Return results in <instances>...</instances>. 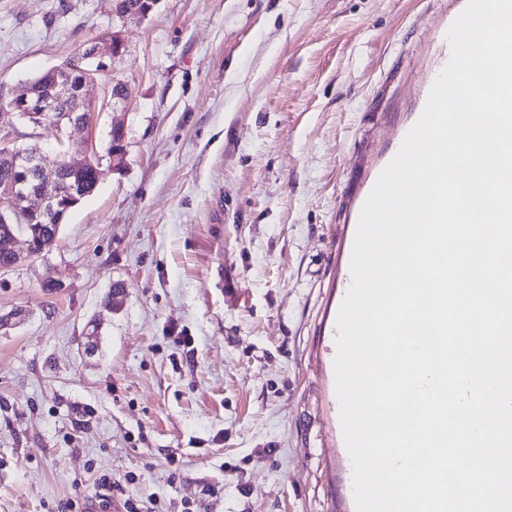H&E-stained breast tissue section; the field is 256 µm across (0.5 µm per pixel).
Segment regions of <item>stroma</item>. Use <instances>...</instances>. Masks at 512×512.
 Wrapping results in <instances>:
<instances>
[{
  "label": "stroma",
  "instance_id": "stroma-1",
  "mask_svg": "<svg viewBox=\"0 0 512 512\" xmlns=\"http://www.w3.org/2000/svg\"><path fill=\"white\" fill-rule=\"evenodd\" d=\"M466 5L0 0V85L115 36L129 93L110 115L89 87L85 144L0 118V147L52 162L104 155L114 119L126 147L49 251L17 238L0 269V512H356L333 366L355 225Z\"/></svg>",
  "mask_w": 512,
  "mask_h": 512
}]
</instances>
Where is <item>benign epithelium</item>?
Instances as JSON below:
<instances>
[{"instance_id": "7a95c632", "label": "benign epithelium", "mask_w": 512, "mask_h": 512, "mask_svg": "<svg viewBox=\"0 0 512 512\" xmlns=\"http://www.w3.org/2000/svg\"><path fill=\"white\" fill-rule=\"evenodd\" d=\"M120 45L116 37L110 41H98L91 45L85 58L97 60L93 68L76 67L75 74L79 77L78 88L70 82V66L64 64L50 70L55 76V83L50 90L42 95L21 94L18 88L10 89L0 86V107L12 111V115L28 125L37 128L48 116L58 115V127L63 134L71 139L78 133L89 132L90 122L81 115L86 105V88L95 84L107 70L104 57H114L119 53ZM128 93L122 86L110 82L106 87L104 106L114 110L124 104ZM63 100L75 103L71 112H60L59 104ZM0 159L18 177H10L0 182V220L6 221L7 216L24 209L40 214L51 222V239H56L60 230L64 211L71 207V201L82 195L77 184L71 182L82 165H74L65 161L58 162L54 168L47 169L44 154L37 148L0 150Z\"/></svg>"}]
</instances>
